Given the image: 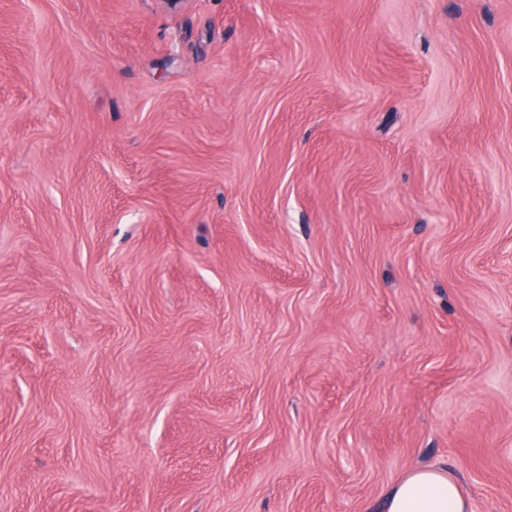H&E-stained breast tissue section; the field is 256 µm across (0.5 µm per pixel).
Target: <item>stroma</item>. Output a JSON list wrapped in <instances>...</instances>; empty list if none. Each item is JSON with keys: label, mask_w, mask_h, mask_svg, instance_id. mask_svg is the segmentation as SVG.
Segmentation results:
<instances>
[{"label": "stroma", "mask_w": 512, "mask_h": 512, "mask_svg": "<svg viewBox=\"0 0 512 512\" xmlns=\"http://www.w3.org/2000/svg\"><path fill=\"white\" fill-rule=\"evenodd\" d=\"M512 512V0H0V512ZM385 512H474L447 471L423 466L409 471L392 485L385 498Z\"/></svg>", "instance_id": "1"}]
</instances>
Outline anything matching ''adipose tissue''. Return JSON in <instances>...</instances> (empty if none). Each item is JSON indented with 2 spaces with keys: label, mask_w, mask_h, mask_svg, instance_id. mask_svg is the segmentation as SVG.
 Here are the masks:
<instances>
[{
  "label": "adipose tissue",
  "mask_w": 512,
  "mask_h": 512,
  "mask_svg": "<svg viewBox=\"0 0 512 512\" xmlns=\"http://www.w3.org/2000/svg\"><path fill=\"white\" fill-rule=\"evenodd\" d=\"M385 512H474V508L447 471L423 466L392 485Z\"/></svg>",
  "instance_id": "ef3b65f1"
}]
</instances>
